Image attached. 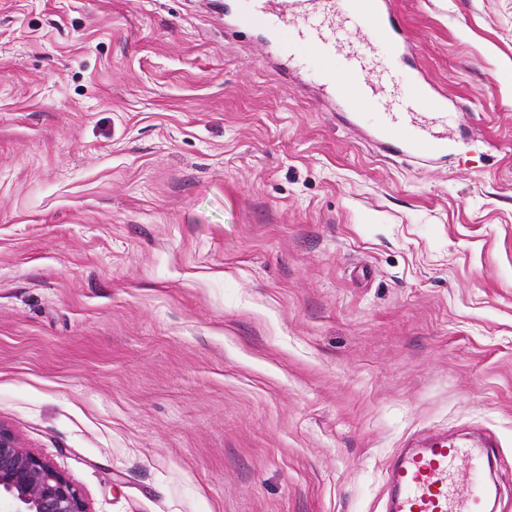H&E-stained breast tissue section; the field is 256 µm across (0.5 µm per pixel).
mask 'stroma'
I'll return each instance as SVG.
<instances>
[{
    "label": "stroma",
    "instance_id": "35a3bbf8",
    "mask_svg": "<svg viewBox=\"0 0 512 512\" xmlns=\"http://www.w3.org/2000/svg\"><path fill=\"white\" fill-rule=\"evenodd\" d=\"M235 10L0 0V424L91 512H383L433 430L512 512V0H394L427 164Z\"/></svg>",
    "mask_w": 512,
    "mask_h": 512
}]
</instances>
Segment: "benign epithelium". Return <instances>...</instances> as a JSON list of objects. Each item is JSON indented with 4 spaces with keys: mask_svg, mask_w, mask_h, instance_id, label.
Returning <instances> with one entry per match:
<instances>
[{
    "mask_svg": "<svg viewBox=\"0 0 512 512\" xmlns=\"http://www.w3.org/2000/svg\"><path fill=\"white\" fill-rule=\"evenodd\" d=\"M0 508L3 512H90L69 478L51 461L24 448L2 424Z\"/></svg>",
    "mask_w": 512,
    "mask_h": 512,
    "instance_id": "1",
    "label": "benign epithelium"
}]
</instances>
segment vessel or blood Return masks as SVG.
<instances>
[{"instance_id":"1","label":"vessel or blood","mask_w":512,"mask_h":512,"mask_svg":"<svg viewBox=\"0 0 512 512\" xmlns=\"http://www.w3.org/2000/svg\"><path fill=\"white\" fill-rule=\"evenodd\" d=\"M226 24L260 31L267 48L292 57L310 48L322 63L323 99L348 108L349 121L388 154L424 161L454 147L451 132L431 125L448 98L411 63L393 0H242ZM403 81L412 95L388 94ZM497 460L484 442L444 433L411 440L386 468L384 512H489L497 489L481 472Z\"/></svg>"}]
</instances>
